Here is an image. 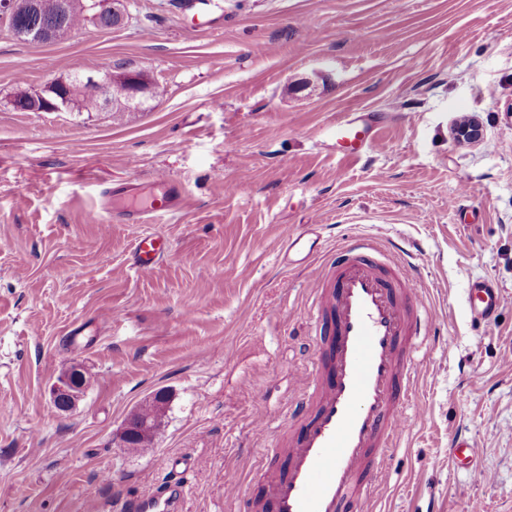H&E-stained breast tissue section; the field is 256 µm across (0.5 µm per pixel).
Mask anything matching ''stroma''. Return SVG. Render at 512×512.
I'll list each match as a JSON object with an SVG mask.
<instances>
[{"instance_id":"obj_1","label":"stroma","mask_w":512,"mask_h":512,"mask_svg":"<svg viewBox=\"0 0 512 512\" xmlns=\"http://www.w3.org/2000/svg\"><path fill=\"white\" fill-rule=\"evenodd\" d=\"M128 10L50 43L0 20V512H113L174 480L182 512H240L288 437L314 326L324 260L279 262L302 224L328 249L358 231L401 243L435 317L416 359L425 418L387 459L376 512H512V0H212L211 29L167 0ZM123 69L161 96L128 112L13 105ZM344 112L377 121L388 151L336 157L322 129ZM465 117L481 136L461 144ZM160 174L188 202L146 225L170 248L141 276L139 231L86 216L102 189ZM470 277L502 288L492 321L472 320ZM75 363L89 385L61 413L51 389ZM160 389L152 446L122 447ZM459 434L491 481L450 468Z\"/></svg>"}]
</instances>
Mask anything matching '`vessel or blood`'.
<instances>
[{"label":"vessel or blood","instance_id":"obj_1","mask_svg":"<svg viewBox=\"0 0 512 512\" xmlns=\"http://www.w3.org/2000/svg\"><path fill=\"white\" fill-rule=\"evenodd\" d=\"M343 160L365 152H384L374 125L339 118L324 128ZM130 200L112 205L113 194ZM183 184L169 175L156 177L152 191L135 183L104 191L88 217L92 224L118 220L150 224L180 212ZM320 227L307 224L291 235L281 262L310 264L322 253ZM167 243L150 233L138 234L132 267L148 273L164 256ZM315 325L294 370L297 396L292 426L280 453L282 469L268 471L259 491L245 502V512H373L385 485L384 459L397 447L420 413L410 412L415 395L417 349L434 326L423 285L406 249L381 243L366 233L344 238L336 246L325 275L310 288ZM502 290L488 280H469L472 318L493 319L504 305ZM480 444L455 437L448 459L474 481H487ZM184 487H167L126 500L121 512H175Z\"/></svg>","mask_w":512,"mask_h":512}]
</instances>
